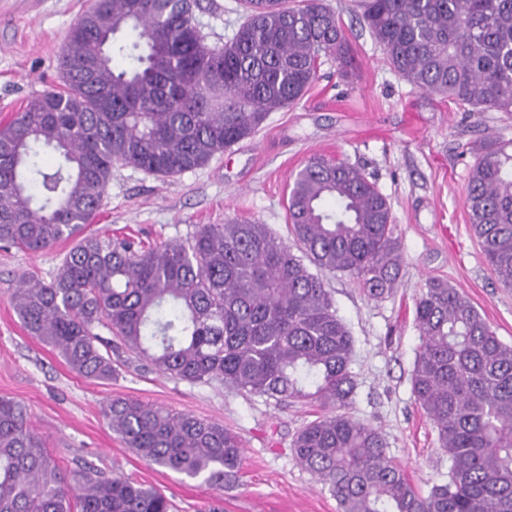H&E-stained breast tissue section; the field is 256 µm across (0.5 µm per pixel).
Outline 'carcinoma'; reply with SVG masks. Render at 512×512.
Listing matches in <instances>:
<instances>
[{"instance_id": "cac0c4a2", "label": "carcinoma", "mask_w": 512, "mask_h": 512, "mask_svg": "<svg viewBox=\"0 0 512 512\" xmlns=\"http://www.w3.org/2000/svg\"><path fill=\"white\" fill-rule=\"evenodd\" d=\"M243 20L205 44L199 0H96L72 25L62 84L0 124V245L46 251L92 223L115 165L174 177L207 165L296 105L322 59L346 74L353 55L323 0H240ZM360 24L413 89L465 112L512 114V0H360ZM59 158L53 170L42 153ZM465 204L499 285L512 289V140L472 147ZM288 234L266 224H198L150 245L86 236L49 281L24 273L9 297L27 332L77 375L110 382L124 349L163 376L218 383L321 413L293 440L302 468L340 512H512V344L470 299L428 281L415 301L420 346L411 390L452 466L419 493L381 432L354 418L353 337L326 275L372 299L395 288L402 253L386 196L345 161L314 155L294 176ZM300 254H295L293 249ZM115 335L119 345L96 329ZM103 417L145 462L221 491L243 446L224 425L133 398ZM159 489L92 466L60 470L0 396V512H170Z\"/></svg>"}]
</instances>
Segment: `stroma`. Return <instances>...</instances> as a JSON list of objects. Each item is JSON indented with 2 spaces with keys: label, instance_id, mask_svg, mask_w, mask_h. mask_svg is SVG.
Segmentation results:
<instances>
[{
  "label": "stroma",
  "instance_id": "35a3bbf8",
  "mask_svg": "<svg viewBox=\"0 0 512 512\" xmlns=\"http://www.w3.org/2000/svg\"><path fill=\"white\" fill-rule=\"evenodd\" d=\"M92 0H0V122L58 86V60L71 25ZM340 17L356 64L339 75L333 61L295 106L270 113L262 129L174 177L114 166L93 223L79 236L136 233L151 242L179 240L198 224L254 220L288 234V187L314 155L358 167L388 198L403 262L392 294L367 298L341 274L327 278L333 303L354 339L357 388L350 412L377 427L389 456L420 491L446 482L452 461L432 421L415 403L410 377L420 345L414 304L426 280L463 291L499 338L512 343V290L497 283L465 205L470 147L489 136L512 138V115L461 112L448 99L411 88L389 66L358 22L357 0H326ZM198 27L220 47L242 20L237 0H200ZM65 240L33 254L0 247V396L26 405L30 425L60 467L90 463L156 487L173 512H339L336 499L302 469L295 433L315 409L245 397L218 384H191L141 368L134 354L109 383L73 373L30 336L9 296L20 273L50 279L72 247ZM151 402L216 421L236 433L244 459L237 482L217 491L199 479L144 462L102 416L113 398Z\"/></svg>",
  "mask_w": 512,
  "mask_h": 512
}]
</instances>
